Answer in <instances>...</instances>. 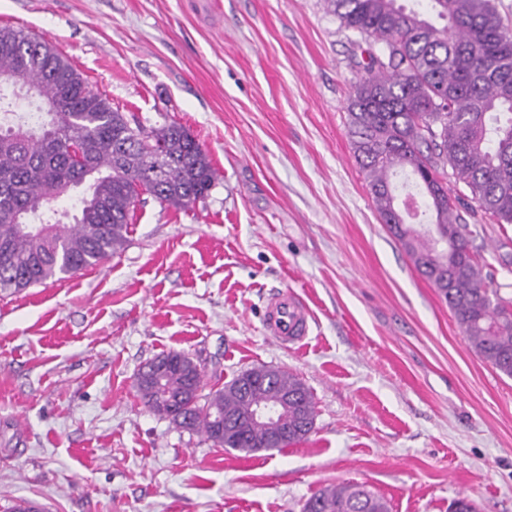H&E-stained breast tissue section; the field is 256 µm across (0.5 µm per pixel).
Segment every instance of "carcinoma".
Returning a JSON list of instances; mask_svg holds the SVG:
<instances>
[{
    "label": "carcinoma",
    "instance_id": "carcinoma-1",
    "mask_svg": "<svg viewBox=\"0 0 512 512\" xmlns=\"http://www.w3.org/2000/svg\"><path fill=\"white\" fill-rule=\"evenodd\" d=\"M442 23L400 0H325L343 25L384 44L368 52L349 106L348 134L375 208L415 267L437 288L474 350L512 377V298L490 287L456 202L512 224V28L495 0H430ZM40 101L30 122L0 111V291L72 277L121 252L148 195L188 209L208 195L216 171L196 138L171 121L146 128L112 108L49 38L0 27V84ZM412 181L431 223L402 219L394 180ZM87 185L72 221L43 217L47 204ZM459 193L448 194V185ZM179 365L163 390L137 384L144 405L219 448L250 454L307 438L315 404L287 371L245 370L203 393V372ZM289 397L293 431L277 444L252 422L253 407ZM303 512H390L363 483L324 487Z\"/></svg>",
    "mask_w": 512,
    "mask_h": 512
}]
</instances>
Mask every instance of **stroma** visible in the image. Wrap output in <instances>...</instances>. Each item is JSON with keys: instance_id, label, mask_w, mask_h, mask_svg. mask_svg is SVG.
I'll list each match as a JSON object with an SVG mask.
<instances>
[{"instance_id": "stroma-1", "label": "stroma", "mask_w": 512, "mask_h": 512, "mask_svg": "<svg viewBox=\"0 0 512 512\" xmlns=\"http://www.w3.org/2000/svg\"><path fill=\"white\" fill-rule=\"evenodd\" d=\"M1 25L51 38L144 125L185 126L217 181L187 211L148 202L82 275L0 292V512H301L344 482L390 512H512V377L379 219L348 136L360 36L324 0H0ZM458 213L511 296L512 224ZM287 288L311 313L288 348L262 330ZM172 350L210 390L292 372L313 431L245 454L156 416L136 373Z\"/></svg>"}]
</instances>
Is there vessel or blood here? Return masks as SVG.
<instances>
[{
    "label": "vessel or blood",
    "mask_w": 512,
    "mask_h": 512,
    "mask_svg": "<svg viewBox=\"0 0 512 512\" xmlns=\"http://www.w3.org/2000/svg\"><path fill=\"white\" fill-rule=\"evenodd\" d=\"M263 329L280 345L302 342L310 330V312L294 292L282 291L268 299Z\"/></svg>",
    "instance_id": "1"
}]
</instances>
